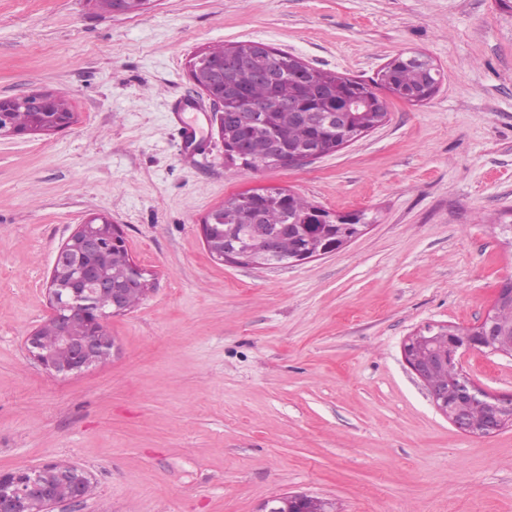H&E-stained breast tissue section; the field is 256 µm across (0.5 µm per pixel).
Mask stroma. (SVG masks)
I'll use <instances>...</instances> for the list:
<instances>
[{"mask_svg": "<svg viewBox=\"0 0 512 512\" xmlns=\"http://www.w3.org/2000/svg\"><path fill=\"white\" fill-rule=\"evenodd\" d=\"M247 40L366 81L420 53L442 81L421 104L387 97L337 153L232 172L188 62ZM35 90L75 120L0 136V471L84 469L93 495L53 512H258L293 492L336 512H512V427L459 432L402 355L425 326L476 325L512 277V0H0V97ZM257 188L372 224L294 265L215 262L203 220ZM96 215L153 289L108 320L114 356L62 378L26 338L59 247ZM463 369L512 393V358Z\"/></svg>", "mask_w": 512, "mask_h": 512, "instance_id": "obj_1", "label": "stroma"}]
</instances>
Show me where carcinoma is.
<instances>
[{
	"mask_svg": "<svg viewBox=\"0 0 512 512\" xmlns=\"http://www.w3.org/2000/svg\"><path fill=\"white\" fill-rule=\"evenodd\" d=\"M209 71L224 70V85L213 86L224 93V157L237 169L259 171L288 167V150L298 147L321 149L322 155L339 150L353 138L387 116L386 103L374 91L378 87L406 102L421 103L438 89L441 73L419 54L401 55L399 62L384 66L377 80L368 84L335 71L310 68L297 57L256 41H241L207 49L201 60ZM366 92L373 108L348 113L345 125L329 127L315 120V114L342 112L349 100ZM9 127L30 134L52 120L18 110L6 113ZM225 214L251 213L261 216V225L280 235L278 250L269 262L286 264L308 243V237L323 233L325 211L307 198L285 189L257 192L248 197L233 196L222 205ZM213 235L235 249L258 250L263 246L252 224H213ZM115 262L116 278L131 285L126 307L136 308L145 295L132 287L136 280L134 263L125 242L115 245L105 239L85 263Z\"/></svg>",
	"mask_w": 512,
	"mask_h": 512,
	"instance_id": "1",
	"label": "carcinoma"
}]
</instances>
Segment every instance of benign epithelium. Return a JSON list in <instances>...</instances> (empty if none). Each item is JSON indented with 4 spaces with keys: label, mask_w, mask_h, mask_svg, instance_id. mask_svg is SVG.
<instances>
[{
    "label": "benign epithelium",
    "mask_w": 512,
    "mask_h": 512,
    "mask_svg": "<svg viewBox=\"0 0 512 512\" xmlns=\"http://www.w3.org/2000/svg\"><path fill=\"white\" fill-rule=\"evenodd\" d=\"M22 108L28 112L51 111L49 93L33 91L0 98V115ZM120 226L90 221L79 225L59 248L48 282V299L52 310L45 325L62 332L61 341L73 343L77 356L71 364H58L42 352L39 332L28 337L29 351L49 374L77 375L104 363L114 352L115 343L109 336H70L66 329L75 314L94 312L95 322L105 328L108 318L124 312L122 290L112 288L97 272L79 271L66 262V255L77 249L99 243L103 237H115ZM336 251L335 245L316 240L308 251L298 254L299 263ZM222 262L265 266L266 255L261 251H227L215 255ZM73 280L71 293L63 295L56 288L59 281ZM112 294L113 310H93L91 289ZM512 312V279L501 280L490 309L478 324L467 328L426 326L409 337L403 346V357L421 379L435 407L460 431L473 436L493 435L512 427V393L492 394L476 385L463 370V358L470 352H490L512 357V328L505 316ZM88 479L86 472L72 466L61 472L54 482L45 481L38 470L0 471V512H46L51 506L85 498L81 484Z\"/></svg>",
    "instance_id": "7a95c632"
}]
</instances>
